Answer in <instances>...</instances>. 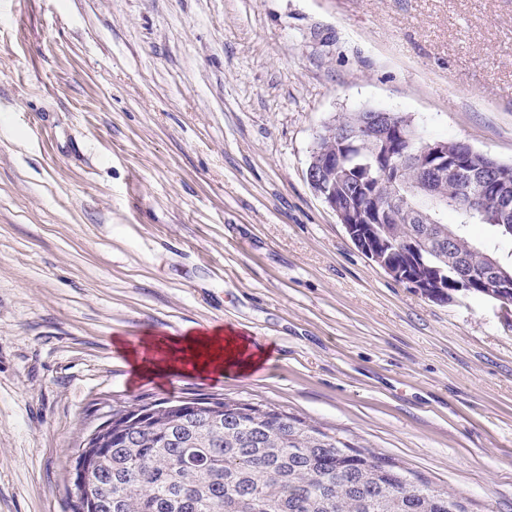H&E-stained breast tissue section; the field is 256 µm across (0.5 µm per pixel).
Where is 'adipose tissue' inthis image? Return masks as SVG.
<instances>
[{
    "label": "adipose tissue",
    "instance_id": "1",
    "mask_svg": "<svg viewBox=\"0 0 512 512\" xmlns=\"http://www.w3.org/2000/svg\"><path fill=\"white\" fill-rule=\"evenodd\" d=\"M161 365L153 361L137 362L136 368L143 373L192 370L199 373L221 374L223 369L237 367L248 372L257 368L264 360L265 351L253 352L245 337L233 332L214 328L209 332L191 331L174 338L161 351Z\"/></svg>",
    "mask_w": 512,
    "mask_h": 512
}]
</instances>
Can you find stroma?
Instances as JSON below:
<instances>
[{
    "label": "stroma",
    "mask_w": 512,
    "mask_h": 512,
    "mask_svg": "<svg viewBox=\"0 0 512 512\" xmlns=\"http://www.w3.org/2000/svg\"><path fill=\"white\" fill-rule=\"evenodd\" d=\"M512 163V0H0V512H74L116 404L271 403L512 512V310L431 301L307 180L344 112ZM211 325L249 374L136 375Z\"/></svg>",
    "instance_id": "35a3bbf8"
}]
</instances>
